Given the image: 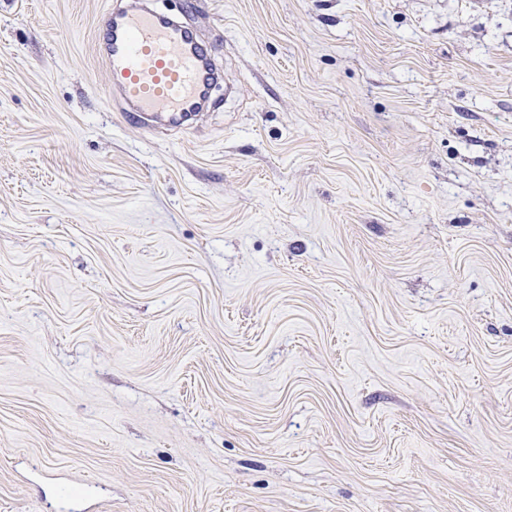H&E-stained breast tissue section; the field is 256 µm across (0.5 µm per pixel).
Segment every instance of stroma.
Here are the masks:
<instances>
[{"mask_svg": "<svg viewBox=\"0 0 512 512\" xmlns=\"http://www.w3.org/2000/svg\"><path fill=\"white\" fill-rule=\"evenodd\" d=\"M121 2L0 0V512H512V0H153L188 130ZM96 54L126 120L188 122L211 102L220 74L193 25L158 12L148 0H126L104 14Z\"/></svg>", "mask_w": 512, "mask_h": 512, "instance_id": "35a3bbf8", "label": "stroma"}]
</instances>
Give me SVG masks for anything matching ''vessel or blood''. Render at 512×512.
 Masks as SVG:
<instances>
[{
  "label": "vessel or blood",
  "instance_id": "vessel-or-blood-1",
  "mask_svg": "<svg viewBox=\"0 0 512 512\" xmlns=\"http://www.w3.org/2000/svg\"><path fill=\"white\" fill-rule=\"evenodd\" d=\"M104 20L96 54L126 120L184 123L208 107L220 74L193 25L158 12L149 0H125Z\"/></svg>",
  "mask_w": 512,
  "mask_h": 512
}]
</instances>
